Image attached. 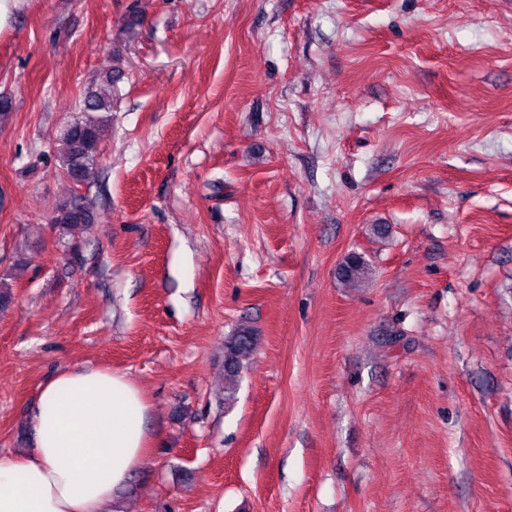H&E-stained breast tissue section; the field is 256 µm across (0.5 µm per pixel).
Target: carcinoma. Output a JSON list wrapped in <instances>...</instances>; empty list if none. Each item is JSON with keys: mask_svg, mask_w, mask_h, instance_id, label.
<instances>
[{"mask_svg": "<svg viewBox=\"0 0 512 512\" xmlns=\"http://www.w3.org/2000/svg\"><path fill=\"white\" fill-rule=\"evenodd\" d=\"M121 78V72L110 70L98 78V84L85 93L74 118L61 133L63 151L59 155L60 167L75 184H83L94 173L99 144L109 114L114 110L113 90ZM62 238L72 236L92 223V213L85 200L73 196L62 203L50 219ZM371 269L366 260L351 253L340 267L339 279L347 287H353L368 279ZM257 338L249 328H239L224 338V370L231 384L225 387L224 400L234 397L236 377L250 358Z\"/></svg>", "mask_w": 512, "mask_h": 512, "instance_id": "obj_1", "label": "carcinoma"}]
</instances>
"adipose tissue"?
<instances>
[{"mask_svg": "<svg viewBox=\"0 0 512 512\" xmlns=\"http://www.w3.org/2000/svg\"><path fill=\"white\" fill-rule=\"evenodd\" d=\"M147 412L125 374L58 373L31 416L28 452H0V512H105L153 446Z\"/></svg>", "mask_w": 512, "mask_h": 512, "instance_id": "1", "label": "adipose tissue"}]
</instances>
